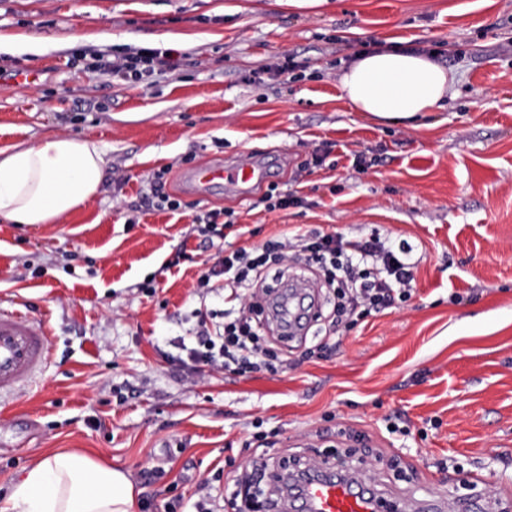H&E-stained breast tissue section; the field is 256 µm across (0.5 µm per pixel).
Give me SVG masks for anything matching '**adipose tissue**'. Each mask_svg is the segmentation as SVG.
<instances>
[{
  "mask_svg": "<svg viewBox=\"0 0 512 512\" xmlns=\"http://www.w3.org/2000/svg\"><path fill=\"white\" fill-rule=\"evenodd\" d=\"M344 98L383 125H414L443 109L454 75L430 56L399 47L358 54L339 76ZM105 152L94 140L48 136L0 149V219L56 224L100 190ZM127 474L77 449H50L25 470L0 512H137Z\"/></svg>",
  "mask_w": 512,
  "mask_h": 512,
  "instance_id": "adipose-tissue-1",
  "label": "adipose tissue"
}]
</instances>
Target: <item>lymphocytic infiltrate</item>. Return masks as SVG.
<instances>
[{
	"instance_id": "1",
	"label": "lymphocytic infiltrate",
	"mask_w": 512,
	"mask_h": 512,
	"mask_svg": "<svg viewBox=\"0 0 512 512\" xmlns=\"http://www.w3.org/2000/svg\"><path fill=\"white\" fill-rule=\"evenodd\" d=\"M96 67L112 77L136 78L158 68H173L172 50L151 48L132 54L107 55L90 51ZM406 244L394 245L378 235L348 239L316 229L296 230L289 238L275 237L251 250L218 256L198 284L223 280L238 311L224 324L209 327L208 315L195 310L197 330L189 342L179 343L172 360L184 371L206 369L235 374L269 370L287 355L288 345L263 317V304L276 292L272 268L305 265L328 291L331 307L326 335L351 328L368 317L407 303L413 295L414 265Z\"/></svg>"
}]
</instances>
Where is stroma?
<instances>
[{
	"mask_svg": "<svg viewBox=\"0 0 512 512\" xmlns=\"http://www.w3.org/2000/svg\"><path fill=\"white\" fill-rule=\"evenodd\" d=\"M14 32L42 51L0 52V148L86 137L106 165L63 223L0 220V308L45 319L53 339L34 382L0 398L1 497L46 449L86 448L127 473L138 512L175 498L194 512L205 489L232 512L260 427L276 433L271 457L365 434L345 466L386 497H421L443 462L461 474L438 486L448 498L475 495L473 470L512 487V0H0V33ZM350 40L435 52L455 75L447 107L418 129L355 112L339 84ZM144 46L176 50L179 66L111 80L72 59ZM287 53L303 77L276 74ZM21 70L38 82L13 80ZM249 156L281 159L270 186L183 185L193 167ZM159 170L178 210L147 204ZM271 186L300 205L266 210ZM205 212L220 235L195 231ZM299 228L408 242L415 295L273 371L179 373L165 355L191 311L224 307L195 290L215 257ZM395 415L407 434L387 431Z\"/></svg>",
	"mask_w": 512,
	"mask_h": 512,
	"instance_id": "35a3bbf8",
	"label": "stroma"
}]
</instances>
